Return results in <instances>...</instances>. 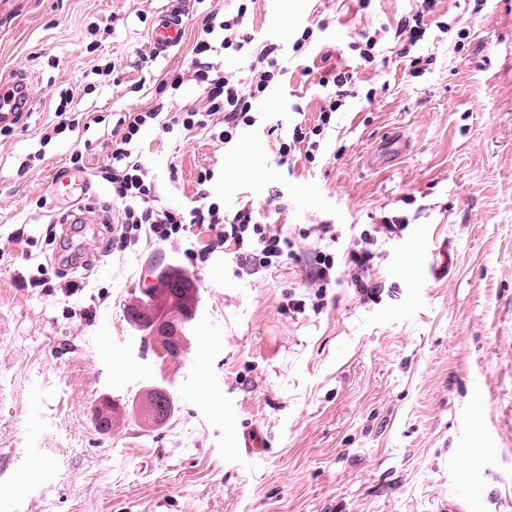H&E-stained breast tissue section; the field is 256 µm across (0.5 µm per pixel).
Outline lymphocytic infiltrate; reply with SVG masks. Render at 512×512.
I'll return each mask as SVG.
<instances>
[{"mask_svg": "<svg viewBox=\"0 0 512 512\" xmlns=\"http://www.w3.org/2000/svg\"><path fill=\"white\" fill-rule=\"evenodd\" d=\"M431 7V0H422L421 10L402 16L395 28L394 37L403 45L402 51L408 56V69L414 78L422 76L431 61L430 56L420 51L427 32L424 12ZM248 16L246 0H241L231 15L222 16L218 11H210L192 48L187 72L174 75L170 82L171 89L176 90L185 81H193L206 95L204 111L189 110L171 116L158 105L146 112L130 110L118 118L112 129V162L101 171L102 180L112 187L113 201L122 206L119 228L112 244L124 249L143 235L160 243H174L190 226L215 224L221 231L213 244L200 249V256L221 248L234 256L239 270L254 274L284 260L298 259V242L314 237L319 246L313 252L308 283L315 291L309 299L289 300L288 309L295 313L308 308L316 311L323 305V291L331 284L335 270V255L331 248L336 236L330 225L314 224L295 235L274 229L276 215L285 208L277 195L269 199L267 213L263 216L257 215L249 203L232 212L225 211L219 202L209 200L186 210L158 206L154 182L135 154L140 133L150 124L157 125L165 133L177 130L184 135L201 128L209 131L213 139L231 143L239 127L256 123V100L287 75L288 52H300L328 28L326 20L311 22L288 48L271 39L256 40L248 30ZM226 53L244 62L246 78H238L236 73L218 67L217 57ZM320 84L326 94L319 124L310 129L294 126L288 137L282 136L281 124L275 123L268 128L269 133L277 137L280 165L288 164L298 144H306L307 156L319 152L333 114L340 110L346 98L355 95L352 76L346 71H331L321 77Z\"/></svg>", "mask_w": 512, "mask_h": 512, "instance_id": "1", "label": "lymphocytic infiltrate"}]
</instances>
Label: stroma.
Returning a JSON list of instances; mask_svg holds the SVG:
<instances>
[{
  "label": "stroma",
  "instance_id": "1",
  "mask_svg": "<svg viewBox=\"0 0 512 512\" xmlns=\"http://www.w3.org/2000/svg\"><path fill=\"white\" fill-rule=\"evenodd\" d=\"M167 3L0 0V80L26 79L32 102L0 136V512H512V0H436L418 78L394 38L416 0H257L259 39L289 48L312 20L329 23L258 101L259 121L227 145L144 129L160 206L192 207L203 189L225 210H263L278 190L282 231L333 225L336 281L302 314L288 297L303 293L304 263L250 275L219 251L189 260L215 239L207 227L112 246L119 209L97 174L114 113L203 110L194 83L173 97L157 87L186 69L207 12L237 9L193 0L180 49L142 65ZM365 31L383 64L359 70L315 161L298 150L280 166L270 122L317 125L313 59L355 65ZM107 64L114 76L98 74ZM64 91L79 126L44 139ZM76 151L93 195L70 226L50 184ZM383 222L398 229L372 248L366 294L350 253ZM172 270L199 294L176 357L125 317ZM155 387L172 397L160 425L132 415ZM106 400L125 419L109 432L94 418ZM246 431L259 443L249 457Z\"/></svg>",
  "mask_w": 512,
  "mask_h": 512
}]
</instances>
